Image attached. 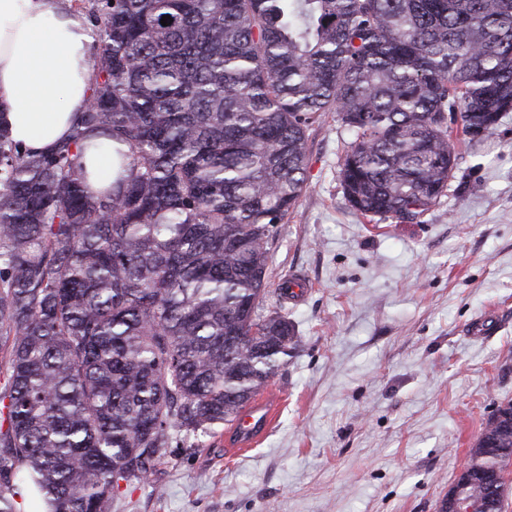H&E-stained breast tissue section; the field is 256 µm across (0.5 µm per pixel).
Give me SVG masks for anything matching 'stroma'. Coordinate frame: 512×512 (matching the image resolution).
Wrapping results in <instances>:
<instances>
[{
    "label": "stroma",
    "mask_w": 512,
    "mask_h": 512,
    "mask_svg": "<svg viewBox=\"0 0 512 512\" xmlns=\"http://www.w3.org/2000/svg\"><path fill=\"white\" fill-rule=\"evenodd\" d=\"M350 134L307 130V186L270 245L265 311L298 347L260 390L276 420L240 452L230 425L176 448L111 512H437L512 401V112L455 135L448 190L416 223L348 208ZM302 277L303 295L279 297Z\"/></svg>",
    "instance_id": "stroma-1"
}]
</instances>
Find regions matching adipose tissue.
Masks as SVG:
<instances>
[{
    "label": "adipose tissue",
    "mask_w": 512,
    "mask_h": 512,
    "mask_svg": "<svg viewBox=\"0 0 512 512\" xmlns=\"http://www.w3.org/2000/svg\"><path fill=\"white\" fill-rule=\"evenodd\" d=\"M86 19L51 0H0V126L24 149L51 150L87 101Z\"/></svg>",
    "instance_id": "obj_1"
}]
</instances>
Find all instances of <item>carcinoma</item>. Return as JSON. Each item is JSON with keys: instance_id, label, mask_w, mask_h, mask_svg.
<instances>
[{"instance_id": "carcinoma-1", "label": "carcinoma", "mask_w": 512, "mask_h": 512, "mask_svg": "<svg viewBox=\"0 0 512 512\" xmlns=\"http://www.w3.org/2000/svg\"><path fill=\"white\" fill-rule=\"evenodd\" d=\"M88 102L31 154L0 127V512H111L184 442L233 421L297 348L260 313L269 243L306 186V131L336 113L357 213L416 223L448 189L451 125L512 111V0H71ZM170 16L164 26L161 19ZM114 143L112 188L84 158ZM467 464L504 512L507 444Z\"/></svg>"}]
</instances>
